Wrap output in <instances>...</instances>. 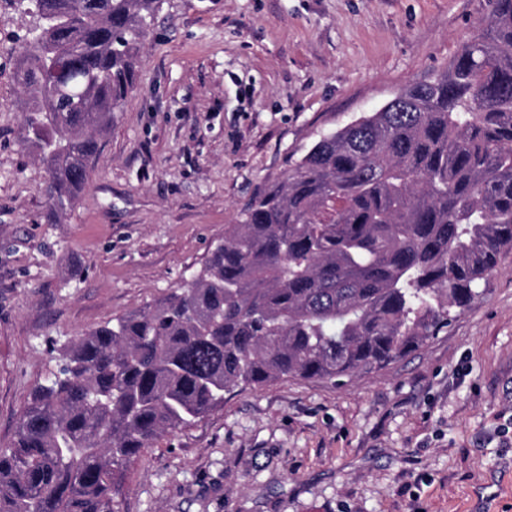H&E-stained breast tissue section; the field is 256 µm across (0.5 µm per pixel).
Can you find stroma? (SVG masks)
Wrapping results in <instances>:
<instances>
[{"label":"stroma","mask_w":512,"mask_h":512,"mask_svg":"<svg viewBox=\"0 0 512 512\" xmlns=\"http://www.w3.org/2000/svg\"><path fill=\"white\" fill-rule=\"evenodd\" d=\"M489 0H163L76 206L22 133L0 0V448L85 331L199 269L323 133L446 68ZM121 512H512V254L447 334L354 382L234 390L142 449Z\"/></svg>","instance_id":"35a3bbf8"}]
</instances>
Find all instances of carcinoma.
<instances>
[{
    "label": "carcinoma",
    "instance_id": "carcinoma-1",
    "mask_svg": "<svg viewBox=\"0 0 512 512\" xmlns=\"http://www.w3.org/2000/svg\"><path fill=\"white\" fill-rule=\"evenodd\" d=\"M51 215L87 182L162 0H10ZM428 81L324 133L181 288L63 348L0 448V512H120L143 448L281 378L342 384L447 332L512 251V0Z\"/></svg>",
    "mask_w": 512,
    "mask_h": 512
}]
</instances>
